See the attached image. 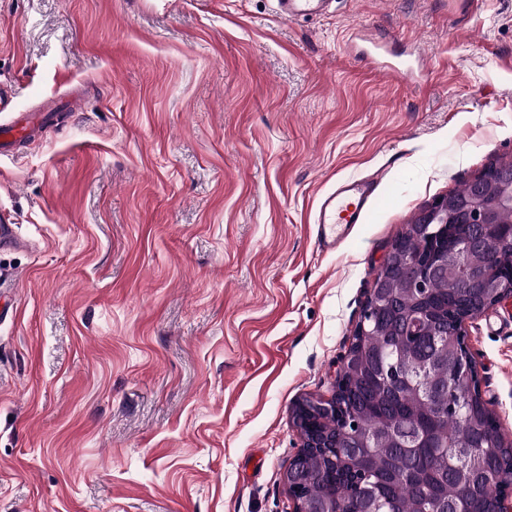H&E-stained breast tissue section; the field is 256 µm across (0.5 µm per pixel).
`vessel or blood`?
<instances>
[{
	"instance_id": "obj_1",
	"label": "vessel or blood",
	"mask_w": 512,
	"mask_h": 512,
	"mask_svg": "<svg viewBox=\"0 0 512 512\" xmlns=\"http://www.w3.org/2000/svg\"><path fill=\"white\" fill-rule=\"evenodd\" d=\"M280 15L293 19L321 13L329 0H277ZM39 114L27 116L9 128H0V143L29 137L42 122ZM377 185L368 179H353L337 185L319 201L315 222L316 239L323 250L338 248L350 225L359 223Z\"/></svg>"
}]
</instances>
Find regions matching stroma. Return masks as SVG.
<instances>
[{
    "label": "stroma",
    "instance_id": "1",
    "mask_svg": "<svg viewBox=\"0 0 512 512\" xmlns=\"http://www.w3.org/2000/svg\"><path fill=\"white\" fill-rule=\"evenodd\" d=\"M0 91L49 116L0 155V512H293L397 233L512 158V0H0ZM465 342L512 440V297ZM330 0H277L279 14L293 19L321 13ZM378 184L368 179L342 182L319 201L315 222L316 239L323 250L338 248L349 224H359Z\"/></svg>",
    "mask_w": 512,
    "mask_h": 512
}]
</instances>
